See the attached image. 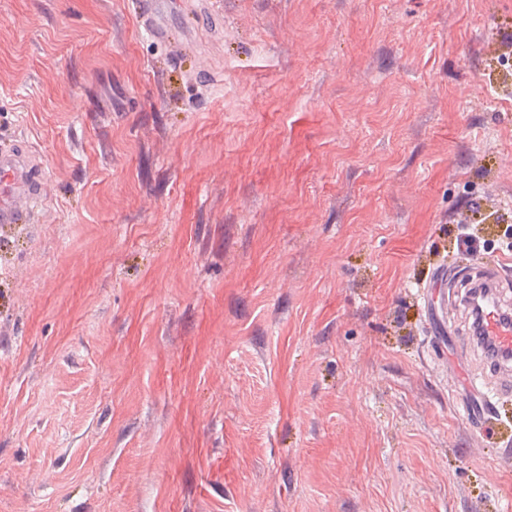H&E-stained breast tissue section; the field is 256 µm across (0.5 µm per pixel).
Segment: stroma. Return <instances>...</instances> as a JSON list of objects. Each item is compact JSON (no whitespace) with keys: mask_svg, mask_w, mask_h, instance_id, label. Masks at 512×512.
<instances>
[{"mask_svg":"<svg viewBox=\"0 0 512 512\" xmlns=\"http://www.w3.org/2000/svg\"><path fill=\"white\" fill-rule=\"evenodd\" d=\"M0 0V512H500L420 296L512 226V0ZM168 3L172 0H140L139 26L153 39L167 43L171 41L170 31L165 26ZM45 195L38 164L25 145L0 147V224H29Z\"/></svg>","mask_w":512,"mask_h":512,"instance_id":"stroma-1","label":"stroma"}]
</instances>
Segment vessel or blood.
Segmentation results:
<instances>
[{
  "mask_svg": "<svg viewBox=\"0 0 512 512\" xmlns=\"http://www.w3.org/2000/svg\"><path fill=\"white\" fill-rule=\"evenodd\" d=\"M169 0H140L138 23L156 41L167 43L171 40L165 26ZM45 195V184L38 165L27 146L8 145L0 147V225L27 224L35 218V208ZM512 270V260L496 259L481 264L478 282L485 287L498 289L504 285V274ZM484 343L494 345L499 355L494 358L490 369L499 373L501 379L497 389H490L470 378L469 392L464 401V413L480 418L506 396L512 395V378L502 375V364L512 359V315L506 313L497 299H489L482 314Z\"/></svg>",
  "mask_w": 512,
  "mask_h": 512,
  "instance_id": "1",
  "label": "vessel or blood"
}]
</instances>
